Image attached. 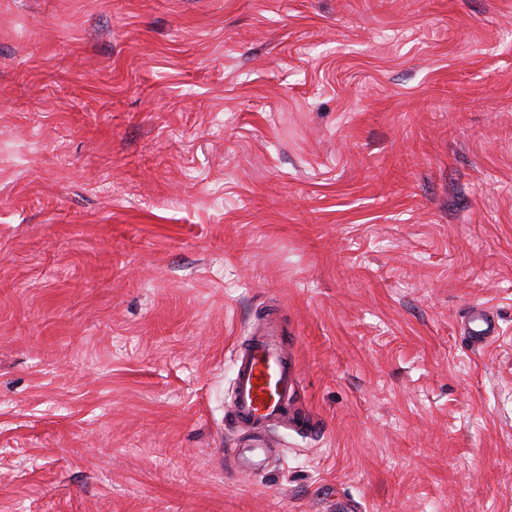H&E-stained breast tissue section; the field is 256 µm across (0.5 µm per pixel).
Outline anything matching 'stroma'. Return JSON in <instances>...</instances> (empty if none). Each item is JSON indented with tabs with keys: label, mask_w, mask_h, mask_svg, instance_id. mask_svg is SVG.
I'll return each mask as SVG.
<instances>
[{
	"label": "stroma",
	"mask_w": 512,
	"mask_h": 512,
	"mask_svg": "<svg viewBox=\"0 0 512 512\" xmlns=\"http://www.w3.org/2000/svg\"><path fill=\"white\" fill-rule=\"evenodd\" d=\"M0 512H512V0H0ZM476 329L473 330L476 340L486 345L494 336H497V328L493 314L484 306L480 305L477 318L474 320ZM235 399L232 420L257 435L273 422L295 417L288 394L296 384L292 365L280 343L270 336L252 337L240 347L235 359Z\"/></svg>",
	"instance_id": "1"
}]
</instances>
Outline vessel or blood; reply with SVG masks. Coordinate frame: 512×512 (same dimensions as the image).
Listing matches in <instances>:
<instances>
[{
  "mask_svg": "<svg viewBox=\"0 0 512 512\" xmlns=\"http://www.w3.org/2000/svg\"><path fill=\"white\" fill-rule=\"evenodd\" d=\"M474 334L488 343L497 334L493 314L480 308ZM235 399L231 415L235 425L262 433L271 423L292 417L288 395L296 383L293 368L280 343L270 335L252 337L235 359Z\"/></svg>",
  "mask_w": 512,
  "mask_h": 512,
  "instance_id": "1",
  "label": "vessel or blood"
}]
</instances>
